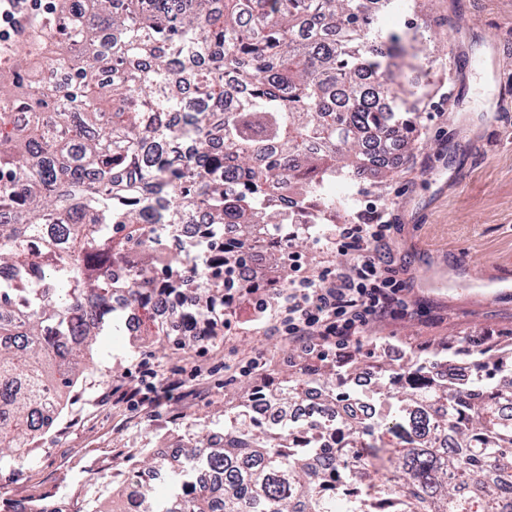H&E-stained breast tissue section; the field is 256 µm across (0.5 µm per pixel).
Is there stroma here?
<instances>
[{
	"mask_svg": "<svg viewBox=\"0 0 512 512\" xmlns=\"http://www.w3.org/2000/svg\"><path fill=\"white\" fill-rule=\"evenodd\" d=\"M383 24L421 35L431 53L404 55L391 68L394 84L422 90L412 101L415 141L391 176L335 187L353 194L351 211L371 195L394 218L385 255L404 285L403 304L350 345L367 365L409 346L512 338V0H414ZM38 42L33 33L0 54L1 85L19 94L36 81L47 57ZM256 300L244 294L219 339L191 349L103 337L35 440L33 465L0 472V512H22L28 501L48 512H106L148 459L223 420L251 381L242 372L249 359L287 377L300 352L269 333L270 315Z\"/></svg>",
	"mask_w": 512,
	"mask_h": 512,
	"instance_id": "obj_1",
	"label": "stroma"
}]
</instances>
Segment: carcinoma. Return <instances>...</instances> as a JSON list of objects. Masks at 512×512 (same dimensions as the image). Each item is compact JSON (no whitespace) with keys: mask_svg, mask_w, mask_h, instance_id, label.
<instances>
[{"mask_svg":"<svg viewBox=\"0 0 512 512\" xmlns=\"http://www.w3.org/2000/svg\"><path fill=\"white\" fill-rule=\"evenodd\" d=\"M61 2L41 41L68 45L47 65L75 80L23 98L0 85V266L12 270L0 281V470L33 463L85 356L125 323L113 291L142 332L165 336L154 311L183 289L155 272L199 281L204 304L181 340H214L252 250L288 262L302 235L338 223L336 180L361 181L385 165L380 144L408 149L413 133L402 105L414 88L389 75L405 46L379 26L400 0ZM186 73L202 105L179 126ZM194 209L208 217L210 259L188 273L154 225ZM457 353L475 368L471 388L434 371L439 349L378 364L380 413L337 434L314 421L284 440L253 423L255 386L213 424L224 446L193 435L165 494L133 480L106 512H512V341L504 356L464 341ZM352 366L316 358L264 393L290 401L315 378L334 403ZM199 467L216 478L190 480ZM348 483L359 493L343 496Z\"/></svg>","mask_w":512,"mask_h":512,"instance_id":"1","label":"carcinoma"}]
</instances>
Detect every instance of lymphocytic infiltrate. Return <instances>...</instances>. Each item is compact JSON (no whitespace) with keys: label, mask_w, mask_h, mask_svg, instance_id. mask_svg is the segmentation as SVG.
<instances>
[{"label":"lymphocytic infiltrate","mask_w":512,"mask_h":512,"mask_svg":"<svg viewBox=\"0 0 512 512\" xmlns=\"http://www.w3.org/2000/svg\"><path fill=\"white\" fill-rule=\"evenodd\" d=\"M51 10L47 0H0V45L24 40L38 16ZM387 213L370 207L325 234L326 253L353 256L351 268L327 267L314 274L299 254H289L288 289L281 295L274 332L310 355L326 342L342 349L360 342L371 322L394 314L403 284L381 256L392 229Z\"/></svg>","instance_id":"obj_1"}]
</instances>
